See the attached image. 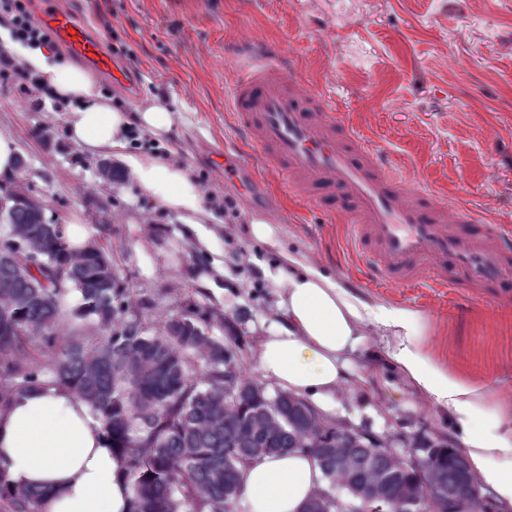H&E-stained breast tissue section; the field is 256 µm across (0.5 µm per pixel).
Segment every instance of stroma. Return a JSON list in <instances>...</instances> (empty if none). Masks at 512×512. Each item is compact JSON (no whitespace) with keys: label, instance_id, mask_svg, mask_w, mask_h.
I'll return each instance as SVG.
<instances>
[{"label":"stroma","instance_id":"obj_1","mask_svg":"<svg viewBox=\"0 0 512 512\" xmlns=\"http://www.w3.org/2000/svg\"><path fill=\"white\" fill-rule=\"evenodd\" d=\"M108 47L135 81L97 78L125 110L158 101L179 112L176 132L154 150L190 167L204 194L237 198L240 216L214 208L207 244L183 221L142 195L130 177L109 182L68 135L66 104L34 108L0 77V131L23 164L0 179V195L24 186L42 199L48 221L90 225L93 242L113 253L134 304L150 314L186 302L214 313L211 333L225 345L245 336L241 366L255 376V353L277 320L276 298L256 259H273L251 239L252 217L267 216L288 242L329 267L356 294L418 309L436 357L489 391L512 397V296L488 299L460 288L367 282L344 224L289 195L278 182L243 198L240 184L211 155L230 137L227 93L247 73L233 55L250 42L275 44L304 91L333 102L396 169L449 200L512 226V0H60ZM329 417L410 459L426 441H463L366 337L357 369L333 396Z\"/></svg>","mask_w":512,"mask_h":512}]
</instances>
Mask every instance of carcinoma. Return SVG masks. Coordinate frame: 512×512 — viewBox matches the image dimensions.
<instances>
[{
    "label": "carcinoma",
    "mask_w": 512,
    "mask_h": 512,
    "mask_svg": "<svg viewBox=\"0 0 512 512\" xmlns=\"http://www.w3.org/2000/svg\"><path fill=\"white\" fill-rule=\"evenodd\" d=\"M9 234L0 240V394L42 385L64 387L90 407L112 435L124 460L133 512H235L238 471L247 460L285 452H311L328 483L354 492L382 480L441 494L449 502L485 512L464 492L473 478L464 453L430 443L412 462L396 459L359 432L336 428L308 401L287 391L269 394L239 368L236 350L209 334L208 317L189 303L161 317L150 332L133 308L130 289L98 244L68 251L61 225L32 205L0 212ZM35 253L54 275L24 268ZM76 295L71 334L58 336L64 301ZM7 512H40L34 489L0 492Z\"/></svg>",
    "instance_id": "cac0c4a2"
}]
</instances>
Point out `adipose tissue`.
I'll return each instance as SVG.
<instances>
[{"label": "adipose tissue", "instance_id": "1", "mask_svg": "<svg viewBox=\"0 0 512 512\" xmlns=\"http://www.w3.org/2000/svg\"><path fill=\"white\" fill-rule=\"evenodd\" d=\"M21 61L68 105L66 125L74 143L93 155L112 152L145 197L191 229L211 219L189 169L129 147L134 129L155 141L170 135L175 112L159 102L133 112L116 109L97 92L90 71L51 60L38 49L22 50ZM249 233L278 255L262 266L280 315L257 351L262 378L324 407L350 377L364 336L378 337L385 357L462 433L477 487L512 506V400L437 358L419 310L353 294L327 268L289 246L281 226L265 217H253ZM0 471L10 486L37 488L42 512L133 509L111 435L82 399L61 387L14 396L0 410ZM324 487L311 453L260 456L240 470L239 499L247 512H302Z\"/></svg>", "mask_w": 512, "mask_h": 512}]
</instances>
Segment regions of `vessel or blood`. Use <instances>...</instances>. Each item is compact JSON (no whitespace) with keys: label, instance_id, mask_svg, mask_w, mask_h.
I'll return each mask as SVG.
<instances>
[{"label":"vessel or blood","instance_id":"b4317fda","mask_svg":"<svg viewBox=\"0 0 512 512\" xmlns=\"http://www.w3.org/2000/svg\"><path fill=\"white\" fill-rule=\"evenodd\" d=\"M40 22L77 60L107 77L117 72L118 57L68 12L46 6ZM247 50L258 65L230 91L237 140L289 192L349 223L368 278L476 288L491 298L512 292V235L463 205L410 187L355 131L338 137L345 120L332 103L302 91L295 77L274 76L268 46Z\"/></svg>","mask_w":512,"mask_h":512}]
</instances>
